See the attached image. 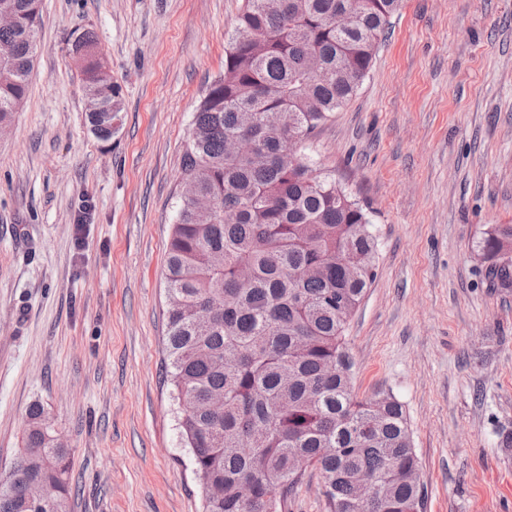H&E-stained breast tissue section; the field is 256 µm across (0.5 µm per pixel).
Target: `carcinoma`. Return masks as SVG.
<instances>
[{
    "label": "carcinoma",
    "instance_id": "obj_1",
    "mask_svg": "<svg viewBox=\"0 0 512 512\" xmlns=\"http://www.w3.org/2000/svg\"><path fill=\"white\" fill-rule=\"evenodd\" d=\"M41 0H0L16 18L0 27V124L28 93ZM402 0H245L183 149L177 219L166 258L169 377L177 419L204 493V512H288V493L319 470L327 512H424L420 462L402 404L359 399L344 331L375 277L377 239L362 205L300 151L368 74ZM87 114L112 139L120 87L89 29ZM242 137L265 157L232 154ZM495 288H512V224L478 242ZM218 299L220 317L205 313ZM13 471L0 475V512H71L70 450L43 407L28 413ZM374 495L358 501L352 477ZM55 489L44 505L25 485ZM250 482L254 497L241 499Z\"/></svg>",
    "mask_w": 512,
    "mask_h": 512
}]
</instances>
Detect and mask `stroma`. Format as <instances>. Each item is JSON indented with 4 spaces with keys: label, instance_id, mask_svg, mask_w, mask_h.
I'll list each match as a JSON object with an SVG mask.
<instances>
[{
    "label": "stroma",
    "instance_id": "stroma-1",
    "mask_svg": "<svg viewBox=\"0 0 512 512\" xmlns=\"http://www.w3.org/2000/svg\"><path fill=\"white\" fill-rule=\"evenodd\" d=\"M243 4L42 0L28 96L0 129V462L42 405L73 453L72 512H202L166 376V248L193 113ZM77 27L122 88L107 142ZM306 154L377 237L345 331L355 393L403 404L424 512H512V293L477 247L512 224V0H403Z\"/></svg>",
    "mask_w": 512,
    "mask_h": 512
}]
</instances>
